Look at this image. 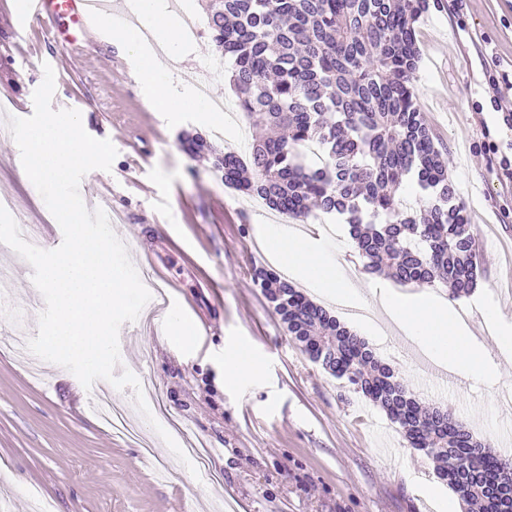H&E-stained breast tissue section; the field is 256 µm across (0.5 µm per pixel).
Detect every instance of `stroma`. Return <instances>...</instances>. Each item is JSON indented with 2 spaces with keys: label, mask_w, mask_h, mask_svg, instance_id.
<instances>
[{
  "label": "stroma",
  "mask_w": 512,
  "mask_h": 512,
  "mask_svg": "<svg viewBox=\"0 0 512 512\" xmlns=\"http://www.w3.org/2000/svg\"><path fill=\"white\" fill-rule=\"evenodd\" d=\"M0 7V127L17 103H31L43 63L55 72L52 107L75 109L85 131L118 150L111 171L86 175L98 195L88 209L112 214L132 262H150L171 310L151 321L124 323L121 368L139 379L149 408H162L181 448L197 449L208 465L192 475L137 409L132 389L113 390L139 426L140 440L113 432L98 414L77 409L86 390L67 369L41 362L33 377L10 338L34 337L44 299L31 266L0 244V270L11 302L0 307V499L11 512H439L422 496L438 478L425 451L409 447L397 425L346 380L332 377L296 346L255 283L269 268L260 225L287 223L324 242L347 261L359 256L342 216L312 211L285 221L261 199L224 184L212 154L194 155L186 136L214 151L245 153L255 131L244 117L215 134L196 112L169 123L137 81L127 52L87 29L61 38L35 18L21 31L25 0ZM200 34L185 49L191 71L215 57L208 0H166ZM420 60L413 83L417 105L448 158V179L470 219L479 249L478 281L485 300L512 319V182L489 164L484 145L512 159V130L491 106L489 76L512 82V0H438L417 24ZM17 145L0 134V195L11 216L24 217L29 237L45 250L62 242L58 223L15 164ZM192 327L188 341L166 330L168 313ZM378 354L420 402L448 410L479 436H496L512 420V364L488 386L459 380L457 389L420 378L433 360L386 320ZM243 346L263 363L255 382L224 383V355Z\"/></svg>",
  "instance_id": "stroma-1"
}]
</instances>
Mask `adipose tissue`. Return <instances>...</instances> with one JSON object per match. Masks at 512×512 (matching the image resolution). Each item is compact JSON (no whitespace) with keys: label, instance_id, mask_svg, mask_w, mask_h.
<instances>
[{"label":"adipose tissue","instance_id":"adipose-tissue-1","mask_svg":"<svg viewBox=\"0 0 512 512\" xmlns=\"http://www.w3.org/2000/svg\"><path fill=\"white\" fill-rule=\"evenodd\" d=\"M138 25L124 27L115 37L136 64L139 79L152 93L158 111L169 118L181 112L205 111L203 102L171 93L168 77L184 60L177 29L159 9L158 0H137ZM150 29L157 51L144 52L140 28ZM264 243L274 266L301 284H315L320 295L339 308H360L384 314L404 335L410 336L440 363L468 381L494 382L501 376L503 362L512 359V320L502 316L496 306L481 309L483 320L493 334V346L469 336L460 311L437 300L428 290L401 292L356 286L352 265L344 259L328 258L314 250L305 236H281L267 227Z\"/></svg>","mask_w":512,"mask_h":512}]
</instances>
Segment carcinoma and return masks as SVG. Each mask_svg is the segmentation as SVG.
<instances>
[{
  "label": "carcinoma",
  "mask_w": 512,
  "mask_h": 512,
  "mask_svg": "<svg viewBox=\"0 0 512 512\" xmlns=\"http://www.w3.org/2000/svg\"><path fill=\"white\" fill-rule=\"evenodd\" d=\"M428 0H212L217 52L259 136L244 159L214 156L224 185L291 220L311 207L346 217L365 268L400 282L476 281L477 250L452 193L443 153L414 96L415 23ZM427 193L417 213L400 207L406 178ZM255 280L309 358L379 405L412 448L437 463L471 512H512V462L474 439L441 408L424 407L366 343L287 279Z\"/></svg>",
  "instance_id": "obj_1"
}]
</instances>
